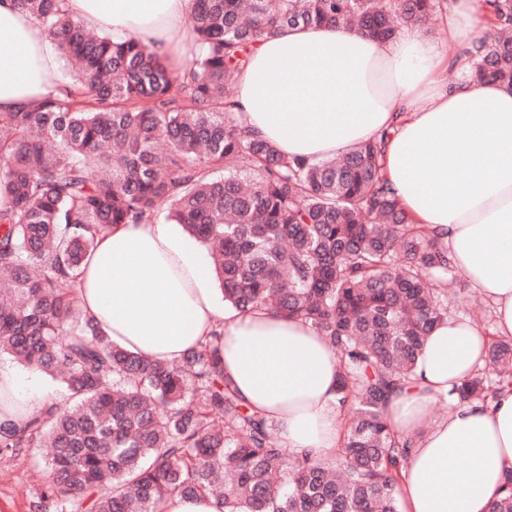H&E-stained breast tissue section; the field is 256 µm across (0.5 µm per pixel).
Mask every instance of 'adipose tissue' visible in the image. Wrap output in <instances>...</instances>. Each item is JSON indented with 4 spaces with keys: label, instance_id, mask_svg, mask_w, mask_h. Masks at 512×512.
<instances>
[{
    "label": "adipose tissue",
    "instance_id": "obj_1",
    "mask_svg": "<svg viewBox=\"0 0 512 512\" xmlns=\"http://www.w3.org/2000/svg\"><path fill=\"white\" fill-rule=\"evenodd\" d=\"M90 28L154 48L172 68L194 40V0H67ZM447 43L419 27L390 40L296 27L257 44L238 79L236 117L282 153L310 161L384 139L389 187L418 223L435 227L454 263L512 336V89L477 84L468 56L490 14L485 0H448ZM457 46L448 56L446 44ZM458 73L447 84V69ZM58 56L43 27L0 0V113L34 106L58 84ZM77 305L114 343L175 363L214 330L224 373L252 410L273 420L285 447L326 458L339 448L338 362L309 324L265 309L223 306L209 260L183 225L151 219L99 235L78 271ZM488 339L467 319L427 338L411 384L388 422L415 445L400 480L402 512H491L512 471V393L476 400L426 426L484 362ZM0 364V418L22 422L46 405ZM464 468H454L457 459Z\"/></svg>",
    "mask_w": 512,
    "mask_h": 512
}]
</instances>
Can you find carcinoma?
Instances as JSON below:
<instances>
[{
    "instance_id": "cac0c4a2",
    "label": "carcinoma",
    "mask_w": 512,
    "mask_h": 512,
    "mask_svg": "<svg viewBox=\"0 0 512 512\" xmlns=\"http://www.w3.org/2000/svg\"><path fill=\"white\" fill-rule=\"evenodd\" d=\"M199 52L184 71L149 46L97 35L65 0H17L79 76L80 95L0 113V356L47 375L66 400L0 420V457L51 448L41 502L77 512H158L175 494L217 512H399L411 438L384 410L448 319L459 268L392 194L382 144L302 162L238 124L229 88L251 50L283 29H355L388 40L447 0H195ZM492 37L470 51L475 83L512 87V0H488ZM167 206L205 245L224 304L311 324L339 360L349 415L336 463L288 454L274 424L224 375L223 332L178 363L131 353L74 306L97 236ZM512 393V339L449 402ZM491 512H512V477Z\"/></svg>"
}]
</instances>
